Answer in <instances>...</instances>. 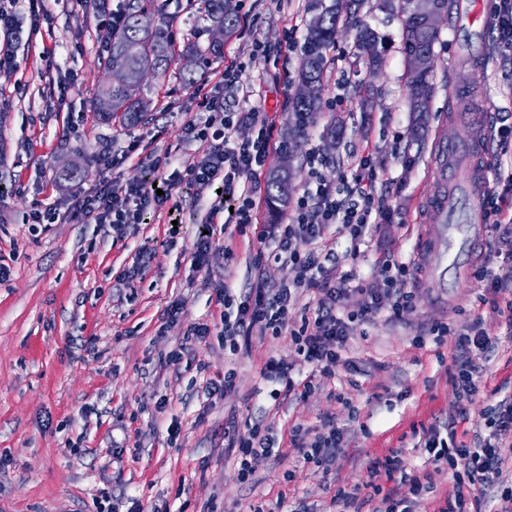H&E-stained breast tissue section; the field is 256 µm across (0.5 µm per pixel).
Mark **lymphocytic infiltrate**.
Returning <instances> with one entry per match:
<instances>
[{
	"mask_svg": "<svg viewBox=\"0 0 512 512\" xmlns=\"http://www.w3.org/2000/svg\"><path fill=\"white\" fill-rule=\"evenodd\" d=\"M201 108L209 116L204 124L187 123V138L206 143L200 161L186 169L189 182L200 188L220 185L215 196L211 219H220L224 200L236 197L238 206L231 216L236 233L253 231L257 242L256 264L271 260L286 270L285 277L270 286L256 279L251 287L240 290L224 285L217 298L224 304L220 335L224 348L238 354L248 348L254 335L293 336L296 345L294 360L270 357L261 370L270 384L269 397L280 400L295 392L309 393L321 380L335 377L343 350L357 329L369 322L388 303L392 319L399 320L413 309V290L418 285L414 260L389 252L378 258L367 284H357L356 270H340L339 253L351 258L364 256L371 247L380 225L392 223L395 210L389 193L379 185L380 176L371 164V149L362 145L353 156L350 178L337 184L316 183L291 201V220L286 224L258 223V201L252 189L243 187V180L256 176L270 152L276 148L274 125L266 113L259 111L230 112L224 101L203 96ZM258 127L256 140L236 142L230 132L240 125ZM174 184L165 182L160 188L141 184L122 186L107 181L91 194L75 197L66 210L48 209L34 213V223L105 224L119 233L129 224L143 223L148 211L162 210L174 197ZM477 279L488 281L486 304L503 317L512 333V269L505 274L490 270L486 259L473 267ZM311 292L315 306L301 319H294L293 306L299 292ZM362 297L357 309L346 310L352 294ZM442 335L453 338L457 353L451 383L459 404L456 415L445 425L423 428V448L433 464L450 469H463L467 483H455L452 494L438 499L434 512H482L483 487L499 475L504 460L503 443L488 441L473 444L459 440L456 427L469 421L468 406L478 395L484 382L482 354L493 346L489 332L481 327ZM288 444L296 448L305 463L322 467L330 465L344 445L343 434L330 424L309 429L301 424L288 431ZM275 439L268 425L257 421L249 426L248 435H241L236 422L224 427V447L234 457L241 484L253 480L251 461L271 453ZM430 475L423 470L403 473L400 484L383 497V512H411L413 498L430 489Z\"/></svg>",
	"mask_w": 512,
	"mask_h": 512,
	"instance_id": "lymphocytic-infiltrate-1",
	"label": "lymphocytic infiltrate"
}]
</instances>
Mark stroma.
<instances>
[{
    "instance_id": "stroma-1",
    "label": "stroma",
    "mask_w": 512,
    "mask_h": 512,
    "mask_svg": "<svg viewBox=\"0 0 512 512\" xmlns=\"http://www.w3.org/2000/svg\"><path fill=\"white\" fill-rule=\"evenodd\" d=\"M381 3L364 0L360 12L382 40L381 69L369 72L355 54L353 31L340 26L327 52L324 106L314 126L298 133L290 102L301 53L289 51L288 42L303 41L313 16L309 0H229L236 30L224 38L223 58L207 62L184 47H207L210 21L196 0H168L174 62L166 77L145 78L150 110L133 125L105 124L93 108L98 87L110 78L102 63L104 13L118 8V0H44L36 20L29 0H17L12 32L0 31V47L16 61L0 69V259L10 267L0 281V512H149L154 506L208 512L211 504L218 512H250L257 503L275 505L282 492L294 510L334 512L338 488L367 494L376 483L394 487L399 474L373 471V462L396 451L405 466L423 468L413 426L445 423L457 409L452 340L433 333L441 323L457 330L479 323L496 337L482 359L488 388L470 405L465 425L468 433L489 435L484 416L498 402L490 390L512 387V335L481 305L485 286L472 279L451 301L440 289H417L414 310L403 319L381 310L342 353L354 372L338 370L307 398L279 406L262 395L260 371L269 356L293 358L291 336H256L247 351L228 357L213 334L179 363L166 359L192 325H219L216 289L225 277L241 288L258 275L271 285L285 275L272 262L255 267L248 234L228 240L215 231L208 265L192 261L214 198L213 189H199L185 176L206 148L184 133L187 122L206 119L200 94L221 92L230 110L273 117L274 137L288 147L268 155L255 179L261 187L285 162L293 172L291 194L303 192L311 184L314 148L327 159L323 182L337 183L351 147L369 142L396 209L393 223L376 235L382 250L409 256L415 238L430 233L425 202L435 187L440 135L463 143L484 127L491 187L512 198V53L503 50L496 27L473 34L441 18L433 90L419 128L409 109L402 24ZM255 41L267 45L270 59H251ZM232 59L246 65L237 93L224 89V65ZM189 75L190 86L183 82ZM340 77L347 83L341 97ZM117 154L123 163L107 167ZM165 154L171 163L160 175L178 183L177 211L127 225L120 235L99 224L32 223V212L65 206L104 181L151 180L147 157ZM75 163L82 179L59 181V171ZM176 300L183 310L165 323ZM418 335L425 346H416ZM231 368L235 390L207 398L206 382ZM338 392L348 394L349 404L336 403ZM163 395L169 404L160 412ZM231 418L266 420L281 439L293 424L315 427L329 419L343 431L345 446L325 470L303 463L289 447L257 458L253 482L245 486L224 449ZM174 420L180 430L172 443L166 429Z\"/></svg>"
}]
</instances>
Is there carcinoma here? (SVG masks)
Listing matches in <instances>:
<instances>
[{"mask_svg":"<svg viewBox=\"0 0 512 512\" xmlns=\"http://www.w3.org/2000/svg\"><path fill=\"white\" fill-rule=\"evenodd\" d=\"M361 0H352L346 5L351 11V25L355 28L356 54L367 67L376 72L382 64L381 40L377 32L357 19L356 8ZM386 7L398 8L403 18V50L407 58L420 51L433 52L437 41L436 31H415L409 10V0H383ZM205 16L215 25L232 31L236 26L235 14L226 6L225 0H203ZM314 17L308 24L302 49L300 83H308L313 95L305 99L293 97L291 111L295 114V129L314 118L321 109L326 52L336 36V28L341 14L336 11V0H313ZM151 15L150 24L142 27L139 16ZM123 22L112 32L107 42L105 69L117 76V81L100 87L94 98V108L99 119L112 122L119 119L134 124L144 117L146 107L141 96L143 72L151 70L156 76H163L171 67L174 57L173 46L168 36V20L165 3L158 0H126L122 10ZM433 86V76L427 72L418 84L408 87L411 111H417L416 101L429 98ZM292 173L286 168H274L266 182V193L272 207L284 206L288 202Z\"/></svg>","mask_w":512,"mask_h":512,"instance_id":"carcinoma-1","label":"carcinoma"}]
</instances>
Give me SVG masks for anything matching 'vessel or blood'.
<instances>
[{
	"label": "vessel or blood",
	"mask_w": 512,
	"mask_h": 512,
	"mask_svg": "<svg viewBox=\"0 0 512 512\" xmlns=\"http://www.w3.org/2000/svg\"><path fill=\"white\" fill-rule=\"evenodd\" d=\"M487 150L483 137L462 145H437L438 186L429 202L434 224L430 234L416 239L413 251L433 282L447 292L456 288L477 246L487 238L482 217Z\"/></svg>",
	"instance_id": "vessel-or-blood-1"
}]
</instances>
